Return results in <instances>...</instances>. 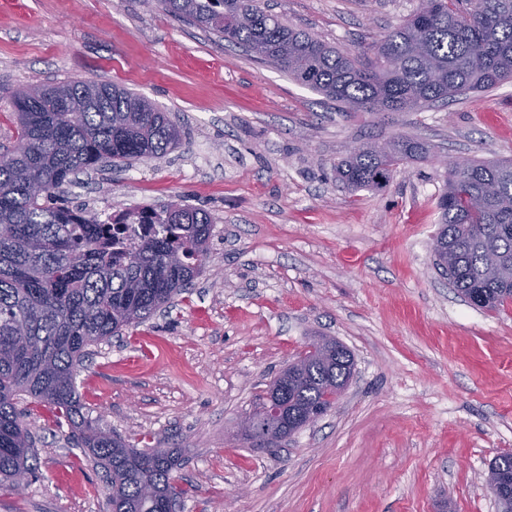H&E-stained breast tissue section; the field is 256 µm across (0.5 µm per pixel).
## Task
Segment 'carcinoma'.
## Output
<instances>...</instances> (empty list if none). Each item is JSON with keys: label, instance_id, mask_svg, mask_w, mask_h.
<instances>
[{"label": "carcinoma", "instance_id": "carcinoma-1", "mask_svg": "<svg viewBox=\"0 0 512 512\" xmlns=\"http://www.w3.org/2000/svg\"><path fill=\"white\" fill-rule=\"evenodd\" d=\"M174 18L205 29L297 83L357 112H406L486 91L512 78V0H421L402 25L362 51H342L261 9L259 0H158ZM18 137L0 161V487L35 471L33 436L19 403L50 408L69 438L101 468L111 512H176L183 449L127 444L89 417L77 396L90 347L142 323L192 285L208 254L211 219L189 205L119 212L112 223L152 224L138 248L115 247L109 225L65 205L60 189L103 156L160 158L182 129L143 95L92 78L15 93ZM428 144L397 135L359 146L336 164L352 191L378 188ZM43 185V193L28 184ZM438 268L465 302L498 309L512 285L486 268L493 250L512 271V161L450 165L439 197ZM351 353L302 362L294 386L276 388L285 416L327 404L352 375Z\"/></svg>", "mask_w": 512, "mask_h": 512}]
</instances>
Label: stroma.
Instances as JSON below:
<instances>
[{"instance_id": "1", "label": "stroma", "mask_w": 512, "mask_h": 512, "mask_svg": "<svg viewBox=\"0 0 512 512\" xmlns=\"http://www.w3.org/2000/svg\"><path fill=\"white\" fill-rule=\"evenodd\" d=\"M0 0V150L13 92L108 80L185 128L159 159L99 167L64 187L95 214L186 204L212 221L192 288L93 347L81 400L137 448L185 446L178 512H497L485 482L512 454V303L468 304L433 266L446 166L512 158V82L416 112H342L277 67L177 21L157 0ZM344 49L368 46L420 0H261ZM394 134L432 151L374 191L336 164ZM341 342L354 377L282 447L236 435L311 338ZM37 469L0 512H110L99 469L48 408L24 417Z\"/></svg>"}]
</instances>
